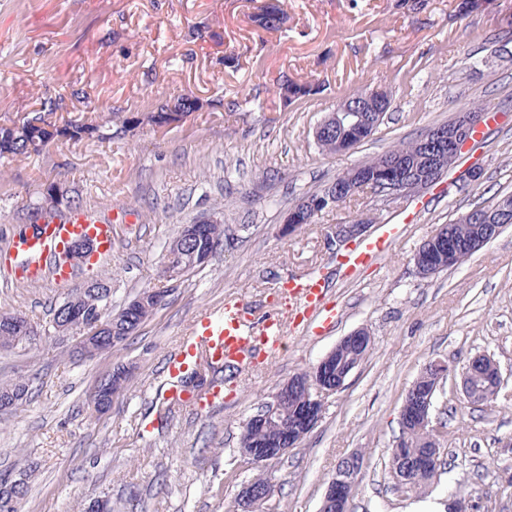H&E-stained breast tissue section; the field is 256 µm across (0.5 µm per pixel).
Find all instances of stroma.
<instances>
[{"label":"stroma","mask_w":512,"mask_h":512,"mask_svg":"<svg viewBox=\"0 0 512 512\" xmlns=\"http://www.w3.org/2000/svg\"><path fill=\"white\" fill-rule=\"evenodd\" d=\"M264 0H0V123L43 112L61 126L102 124L106 140L62 139L31 156L0 158V311L45 322L72 290L109 279L112 306L143 290L163 303L112 350L77 356L75 336L44 335L0 348V383L24 378L26 401L0 412V475L28 471L18 512H85L99 498L112 512H242L238 494L260 469L241 457V427L279 382L310 370L358 328L372 349L344 387L325 395L318 425L271 464L278 490L263 512H318L343 458L364 467L350 512H512V224L459 266L418 277L413 257L439 225L476 204L512 196V0H281L278 29L254 25ZM287 80L319 83L317 95L280 97ZM386 89L391 107L355 148L327 154L314 133L353 93ZM202 107L155 131L146 118L177 97ZM494 104L485 126L439 182L386 202L374 194L319 213L282 236L288 210L338 174L452 120L466 104ZM483 171L470 181L469 169ZM81 209L111 214L109 259L68 283L20 280L8 259L49 183ZM212 217L227 247L180 280L163 275L165 248L181 227ZM365 217L369 234L397 224L391 249L348 281L336 278L330 225ZM333 282L330 328L289 332L281 351L178 405L164 397L165 362L200 314L233 294L250 304L287 303L291 274ZM478 354L501 371L493 402L473 406L459 377L438 387L432 417L444 426L443 464L422 493L394 487L390 450L399 411L428 361ZM133 373L108 411L91 397L113 370Z\"/></svg>","instance_id":"obj_1"}]
</instances>
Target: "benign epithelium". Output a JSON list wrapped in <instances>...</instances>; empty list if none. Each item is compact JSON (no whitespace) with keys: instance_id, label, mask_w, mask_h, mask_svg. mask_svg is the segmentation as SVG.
<instances>
[{"instance_id":"benign-epithelium-1","label":"benign epithelium","mask_w":512,"mask_h":512,"mask_svg":"<svg viewBox=\"0 0 512 512\" xmlns=\"http://www.w3.org/2000/svg\"><path fill=\"white\" fill-rule=\"evenodd\" d=\"M390 97L383 90L373 89L366 93L363 102L358 105H349L345 101L341 103L328 124L318 128V131L339 129V151L345 152L363 139L369 126L366 113L379 111ZM486 118L484 114L461 113L450 121L448 126L431 130L422 139V156L409 164L404 160L392 159L379 164L378 180L380 187L378 195L390 198L415 196L423 193L439 178L440 169L438 160L447 152H459L465 149L470 142L472 129L480 127ZM369 192L362 180L348 177V186L333 184L321 192L301 199L295 207L288 211L283 220V232L291 235L298 229V223L312 220L322 208H333L340 204L344 197H355L362 192ZM368 225L357 220L352 224H334L330 226L327 234L329 243L336 246H345L360 238L367 232ZM459 251L450 247L448 253L419 254L415 260V271L419 277L430 276L439 270L456 266ZM106 325L100 321H93L80 328V337L76 350L84 357H93L106 350L112 339L105 336ZM346 346L357 348L361 351V358H366L371 349V336L364 329H357L343 337L336 346L324 356L317 365V373L302 380L298 377H290L281 383L271 395V400L264 403L255 412L250 421L260 428H267L280 421L283 407L300 388L305 391L306 405L303 411L296 413L290 420V434H288V447L286 448H261L250 453L251 463L266 466L280 459L288 449L295 446V431L299 429H313L322 416V396L340 390L358 364H352L343 368L334 367L335 359L341 349ZM487 360L475 357L469 360L460 371L461 393L465 400L483 395L478 387L481 378L479 370L486 366ZM434 401V392L404 400L399 416L400 421L407 424H420L428 426L434 433L432 443L434 447L426 448L415 454L399 445L391 449L390 457L393 460L407 462V466L393 469L395 479L410 486L414 481V475L423 474L432 478L437 473L438 457L444 453L442 448L443 432L437 422L431 418ZM364 465L363 456L352 453L344 458V463L336 466V471L328 481L323 495L319 512H349V503L354 487L359 480ZM240 501L252 508H259L272 497L271 488H263L252 482L243 484L240 493Z\"/></svg>"}]
</instances>
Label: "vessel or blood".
<instances>
[{
	"label": "vessel or blood",
	"instance_id": "1",
	"mask_svg": "<svg viewBox=\"0 0 512 512\" xmlns=\"http://www.w3.org/2000/svg\"><path fill=\"white\" fill-rule=\"evenodd\" d=\"M394 234V229L386 226L379 234L349 248L337 266L341 276H351L375 261L389 248ZM113 237L111 216L89 211L62 215L15 239L17 271L22 279L31 282L70 280L75 274V263L68 256L69 247L89 240L98 256L106 259L112 255ZM279 292L288 302L287 311L276 309L261 319L252 306L232 296L225 297L216 309L205 312L167 358L166 370L173 381L170 401H183L180 380L198 361L253 367L276 353L288 327L296 328L313 319L326 326L335 322L336 311L328 306L330 290L322 274L310 272L289 277Z\"/></svg>",
	"mask_w": 512,
	"mask_h": 512
}]
</instances>
